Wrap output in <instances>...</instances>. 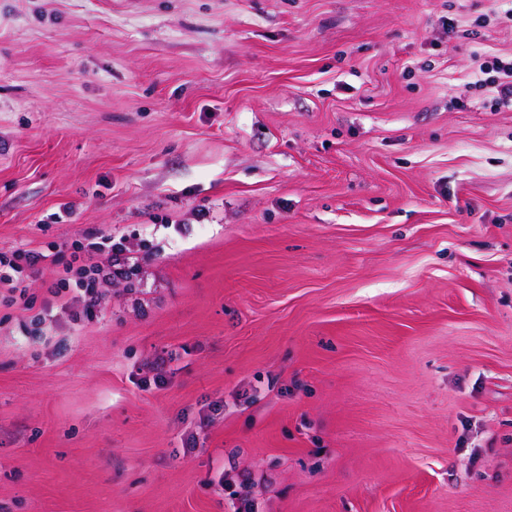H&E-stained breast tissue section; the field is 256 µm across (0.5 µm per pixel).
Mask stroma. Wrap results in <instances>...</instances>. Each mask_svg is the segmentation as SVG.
Wrapping results in <instances>:
<instances>
[{
  "mask_svg": "<svg viewBox=\"0 0 512 512\" xmlns=\"http://www.w3.org/2000/svg\"><path fill=\"white\" fill-rule=\"evenodd\" d=\"M497 11L0 0V250L103 226L140 266L93 322L53 266L0 307V512H232L220 479L258 512H512ZM494 73L493 76L483 78V74ZM477 81L480 86L486 87L492 100L499 107H512V59L504 61L494 57L483 68H479Z\"/></svg>",
  "mask_w": 512,
  "mask_h": 512,
  "instance_id": "stroma-1",
  "label": "stroma"
}]
</instances>
